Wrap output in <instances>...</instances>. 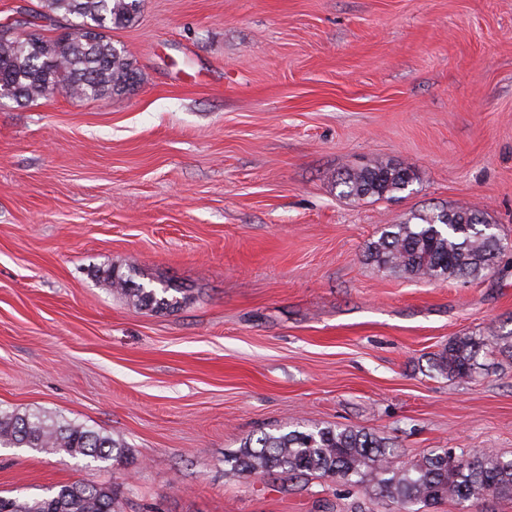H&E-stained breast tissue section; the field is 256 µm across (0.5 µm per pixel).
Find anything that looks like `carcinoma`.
Here are the masks:
<instances>
[{"instance_id":"cac0c4a2","label":"carcinoma","mask_w":512,"mask_h":512,"mask_svg":"<svg viewBox=\"0 0 512 512\" xmlns=\"http://www.w3.org/2000/svg\"><path fill=\"white\" fill-rule=\"evenodd\" d=\"M143 0H37L27 14L38 18L78 19L77 31L47 38L42 27L0 28V100L18 104L65 92L73 97L102 99L126 94L139 75L108 32L133 24ZM107 34L88 42L85 26ZM414 175L405 168L375 163L347 174L344 184L354 198H384L406 189ZM418 224H389L368 246L367 257L378 267L411 278L465 281L494 268L502 255L501 239L491 222L468 206L419 216ZM103 279L134 306L174 310L184 291L166 282L159 288L134 285L108 268ZM488 343L474 336L448 340L435 367L460 381L472 379L477 359ZM0 447L30 448L45 454L65 453L101 463H120L131 453L111 435L58 415L0 410ZM397 451L363 428L316 427L265 434L247 440L224 463L245 477L285 473L331 477L387 497L397 512H418L415 506L451 500L459 504L488 497L512 496V458L485 451L456 456L448 449L402 464ZM0 512H116L111 487L72 483L41 498L0 496Z\"/></svg>"}]
</instances>
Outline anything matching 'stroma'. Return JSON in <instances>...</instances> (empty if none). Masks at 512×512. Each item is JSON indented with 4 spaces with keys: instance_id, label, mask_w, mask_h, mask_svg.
Wrapping results in <instances>:
<instances>
[{
    "instance_id": "stroma-1",
    "label": "stroma",
    "mask_w": 512,
    "mask_h": 512,
    "mask_svg": "<svg viewBox=\"0 0 512 512\" xmlns=\"http://www.w3.org/2000/svg\"><path fill=\"white\" fill-rule=\"evenodd\" d=\"M111 37L134 91L0 100V408L132 457L0 448V495L80 482L112 486L120 512H396L224 457L336 426L405 461L512 458V355L467 383L434 367L450 337L512 331V257L465 283L366 258L386 225L457 205L512 243V0H144ZM376 158L412 185L344 196ZM111 266L188 299L133 307Z\"/></svg>"
}]
</instances>
